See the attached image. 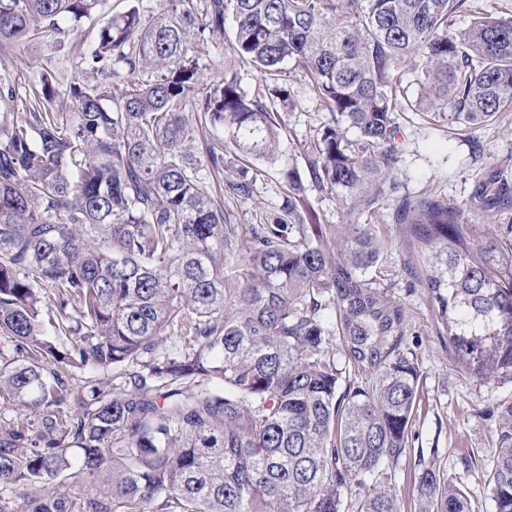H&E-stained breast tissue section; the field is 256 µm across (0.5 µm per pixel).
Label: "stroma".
Here are the masks:
<instances>
[{"label": "stroma", "mask_w": 512, "mask_h": 512, "mask_svg": "<svg viewBox=\"0 0 512 512\" xmlns=\"http://www.w3.org/2000/svg\"><path fill=\"white\" fill-rule=\"evenodd\" d=\"M45 72L62 87L75 81L94 80L93 74L82 65L79 50L69 36L48 35L0 51V75L9 77L18 93L30 91L35 80ZM288 81L299 105L284 114L279 158L257 176L252 185V198L225 199L227 223H259L262 211L280 205L282 169L304 168L305 143L330 118L303 78L292 72ZM397 123L402 144L398 164L400 188L397 194L383 199L374 212L359 218L360 223L374 225L378 235L388 241L380 259L382 285L408 309L407 343L416 352L421 370L419 407L412 421L415 435L412 450L389 471L386 483L397 492L407 510L412 505L416 474L425 463L433 461L456 476L479 512H493L483 472L492 466L491 450L496 445L501 419L507 408L512 407V382L487 385L457 371L431 303L421 289L407 287L410 276L406 269L417 266V252L414 242L395 224L394 214L399 199L424 193L467 202L489 159L511 167L512 112L501 123L476 134L463 126L434 125L425 112L398 113ZM471 448L478 451L477 464L466 470L459 458Z\"/></svg>", "instance_id": "35a3bbf8"}]
</instances>
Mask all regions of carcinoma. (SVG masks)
<instances>
[{"label":"carcinoma","mask_w":512,"mask_h":512,"mask_svg":"<svg viewBox=\"0 0 512 512\" xmlns=\"http://www.w3.org/2000/svg\"><path fill=\"white\" fill-rule=\"evenodd\" d=\"M158 2L151 19L132 5L96 27L81 52L96 82L44 73L24 96L0 82V409L24 412L0 430V512H401L380 477L410 451L420 369L358 218L398 189L397 113L479 131L512 112V17L455 27L470 0ZM104 3L0 0V50L79 38ZM229 18L224 78L205 84L197 46ZM245 65L270 99L242 88ZM288 65L332 120L306 173L283 171L277 212L226 224L198 172L252 197L247 173L276 162L298 105ZM208 124L225 139L200 158ZM310 191L340 198L350 223H315ZM499 213L512 178L493 160L468 202L406 197L395 216L456 367L486 383L512 375V243L481 230ZM339 357L364 378L342 380ZM83 367L124 384L61 375ZM492 452L484 482L494 512H512L509 412ZM412 499L476 512L433 462Z\"/></svg>","instance_id":"obj_1"}]
</instances>
